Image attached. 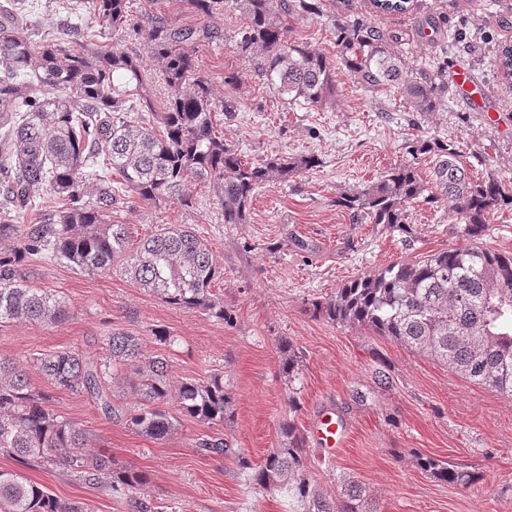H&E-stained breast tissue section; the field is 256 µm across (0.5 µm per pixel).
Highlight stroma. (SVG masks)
I'll return each mask as SVG.
<instances>
[{
    "instance_id": "stroma-1",
    "label": "stroma",
    "mask_w": 512,
    "mask_h": 512,
    "mask_svg": "<svg viewBox=\"0 0 512 512\" xmlns=\"http://www.w3.org/2000/svg\"><path fill=\"white\" fill-rule=\"evenodd\" d=\"M321 2L319 14L291 21L289 36L337 62L336 105L324 109L281 97L253 63L237 56L239 10L204 16L184 0H128L139 33L97 29V43L120 46L150 70L156 67L147 50L152 25L199 32L192 44L198 70L208 75L214 98L238 103L234 117L217 123L225 143L254 162L275 155L319 160L288 182L260 188L244 224L225 223L212 187L196 183L186 187L191 205L133 201L113 212L135 241L165 224L190 225L207 240L224 270L213 292L232 322L168 305L119 273L89 277L64 263L36 260L27 267L32 283L65 299L74 315L53 328L0 324V357L25 362L38 352L71 349L92 359L102 354L108 332L123 331L139 337L148 355L167 360L172 381L223 373L234 399L217 432L252 466L279 447L282 422L294 421L308 434L330 410L341 421L343 443L332 456L310 450L308 468L326 497L339 499L342 481L353 480L366 487L379 512H512V399L371 330L312 313L313 301L357 276L463 243L448 200L408 205L403 232L352 223L336 204L341 193L370 185L400 163L430 180L432 156L419 147L438 142L459 152L473 178L512 181V80L503 79L496 64L498 47L512 45V0H412L406 12L393 14L376 12L371 0ZM62 3L27 0L23 19L36 39L92 25L89 15ZM344 17L397 35L395 49L409 70L441 73L449 83L443 109L423 116L399 93L375 94L354 82L337 45L336 21ZM460 69L472 74L493 111L465 105L452 83ZM231 73L238 77L233 85L224 81ZM158 328L174 336V344L159 343ZM283 339L301 356L292 383L280 372ZM381 362L392 378L387 389L373 378ZM28 378L48 396L51 413L87 431L88 454L106 452L147 473L141 499L167 512H293L287 490H264L236 461L196 454L190 439L207 425L185 418L156 441L112 421L88 394L57 390L33 368ZM357 390L366 402L353 401ZM419 453L473 467L482 479L468 488L438 481L418 467ZM0 470L62 500L90 502L94 512H129L125 500L54 469L0 454Z\"/></svg>"
}]
</instances>
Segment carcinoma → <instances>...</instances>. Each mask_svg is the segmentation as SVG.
Here are the masks:
<instances>
[{"instance_id":"1","label":"carcinoma","mask_w":512,"mask_h":512,"mask_svg":"<svg viewBox=\"0 0 512 512\" xmlns=\"http://www.w3.org/2000/svg\"><path fill=\"white\" fill-rule=\"evenodd\" d=\"M203 15L232 5L246 25L236 40L238 55L280 95L319 108L336 106V65L322 51L288 38V19L314 14L310 0H185ZM84 10L115 31L129 25L127 0H81ZM21 0L0 6V323L36 322L56 327L71 317L69 304L30 282L26 271L36 258L65 263L93 276L119 272L169 305L201 310L224 320V302L212 292L223 275L211 247L185 224H167L132 242L112 210L124 197L112 186L121 178L126 192L147 204L191 198L182 187L192 181L212 185L226 224L248 223L256 191L317 166L313 156L276 155L250 162L215 130L216 111H237L236 102H214L208 78L197 70L186 45L194 31L155 26L148 52L159 64L168 88L167 105L154 106L152 77L143 62L117 46H88L90 28L68 30L35 44L20 19ZM347 72L365 89L401 93L414 112H436L448 85L436 73L406 70L393 49L396 38L362 20L337 25ZM434 152L431 181L399 164L362 190L342 194L336 205L352 220L406 230L405 206L423 198H444L464 221L466 243L424 257L396 261L336 289L312 303L314 314L339 324L362 326L410 350L426 353L466 379L512 397V255L482 245L487 220L512 205V186L490 176L473 180L449 145ZM44 188L49 201L33 199ZM281 372L292 382L300 356L280 345ZM33 365L53 387L86 392L125 427L153 440L176 429L179 420L165 409L175 398L179 413L207 425L224 424L233 393L224 373L188 378L173 387L166 359L149 356L139 338L112 331L105 352L90 360L77 351H49ZM127 368L138 378L137 409L112 403L115 373ZM48 396L33 387L26 366L0 358V452L22 464L62 470L96 489L126 499L135 512H162L136 497L148 482L143 471L128 469L110 456L86 453V431L46 408ZM283 446L267 455L252 480L266 490L288 480V498L299 512H378L365 487L344 484L343 499L333 502L307 477L308 448L291 421L279 426ZM191 447L204 457H244L221 436L202 433ZM436 479L467 488L479 473L437 460L418 458ZM0 512H88L65 502L15 472L0 471Z\"/></svg>"}]
</instances>
